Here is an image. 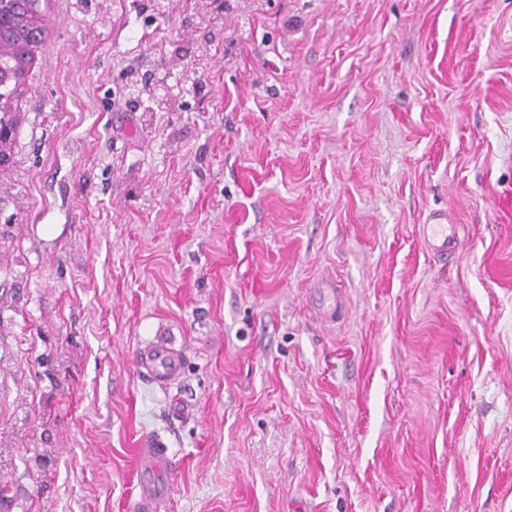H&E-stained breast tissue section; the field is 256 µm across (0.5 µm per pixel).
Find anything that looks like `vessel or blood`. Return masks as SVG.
I'll return each mask as SVG.
<instances>
[{"mask_svg": "<svg viewBox=\"0 0 512 512\" xmlns=\"http://www.w3.org/2000/svg\"><path fill=\"white\" fill-rule=\"evenodd\" d=\"M419 230L426 251L442 260L451 257L461 241L460 225L450 223L444 211L430 214ZM137 366L148 380L166 384L176 377L180 359L169 342L163 341L141 358ZM178 466L165 436L158 433L142 435L136 454V484L131 498L133 512H157L172 492L169 475Z\"/></svg>", "mask_w": 512, "mask_h": 512, "instance_id": "vessel-or-blood-1", "label": "vessel or blood"}]
</instances>
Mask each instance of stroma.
I'll use <instances>...</instances> for the list:
<instances>
[{
	"mask_svg": "<svg viewBox=\"0 0 512 512\" xmlns=\"http://www.w3.org/2000/svg\"><path fill=\"white\" fill-rule=\"evenodd\" d=\"M38 9L0 173L13 512H127L150 431L159 512H512V0ZM419 224L420 237L428 253L442 260L451 257L461 241V225L450 224L447 211L434 212ZM140 373L149 381L167 384L179 371V355L170 348V343L163 340L154 345L153 350L141 360H137ZM180 466L170 452L165 436L143 434L136 454V484L132 494L133 512H156L172 492L170 473Z\"/></svg>",
	"mask_w": 512,
	"mask_h": 512,
	"instance_id": "obj_1",
	"label": "stroma"
}]
</instances>
